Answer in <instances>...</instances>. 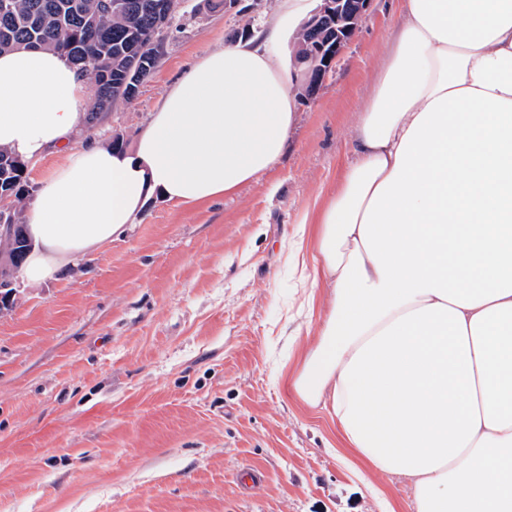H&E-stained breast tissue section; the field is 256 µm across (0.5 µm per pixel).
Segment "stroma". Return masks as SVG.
<instances>
[{"label":"stroma","instance_id":"stroma-1","mask_svg":"<svg viewBox=\"0 0 512 512\" xmlns=\"http://www.w3.org/2000/svg\"><path fill=\"white\" fill-rule=\"evenodd\" d=\"M397 9L372 0L261 179L199 206L154 198L51 278L17 271L0 310V512H413L409 479L373 474L291 388L330 293L310 278L305 218L353 160ZM285 23L278 0H177L152 76L76 143L131 147L186 66Z\"/></svg>","mask_w":512,"mask_h":512}]
</instances>
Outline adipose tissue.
Wrapping results in <instances>:
<instances>
[{
	"mask_svg": "<svg viewBox=\"0 0 512 512\" xmlns=\"http://www.w3.org/2000/svg\"><path fill=\"white\" fill-rule=\"evenodd\" d=\"M233 42L184 70L127 150L73 145L86 84L45 50L0 55V147L63 162L27 214L50 277L163 197L234 194L283 155L296 65ZM389 59L318 216L333 286L294 393L415 512H512V0H404Z\"/></svg>",
	"mask_w": 512,
	"mask_h": 512,
	"instance_id": "obj_1",
	"label": "adipose tissue"
}]
</instances>
